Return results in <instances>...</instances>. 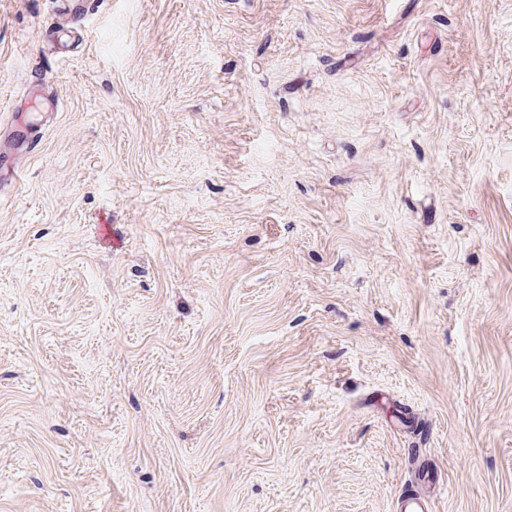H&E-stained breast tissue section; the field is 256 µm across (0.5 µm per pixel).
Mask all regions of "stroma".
<instances>
[{
  "mask_svg": "<svg viewBox=\"0 0 512 512\" xmlns=\"http://www.w3.org/2000/svg\"><path fill=\"white\" fill-rule=\"evenodd\" d=\"M13 110L0 512H512V0H0ZM439 481V469L418 456L413 478L400 484L394 492L395 512H435L434 501L425 490Z\"/></svg>",
  "mask_w": 512,
  "mask_h": 512,
  "instance_id": "stroma-1",
  "label": "stroma"
}]
</instances>
